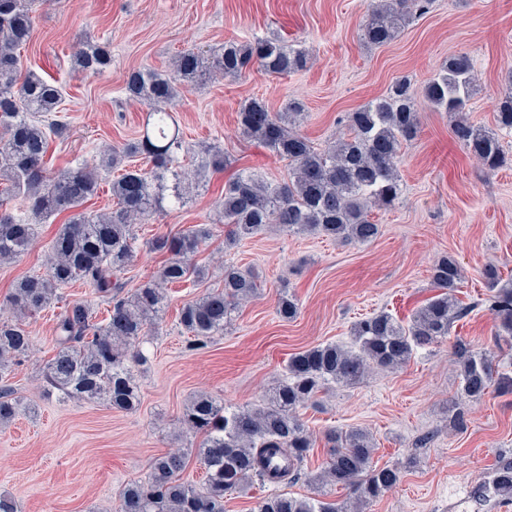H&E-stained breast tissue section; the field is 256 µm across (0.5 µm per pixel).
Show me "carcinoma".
<instances>
[{
    "label": "carcinoma",
    "instance_id": "1",
    "mask_svg": "<svg viewBox=\"0 0 512 512\" xmlns=\"http://www.w3.org/2000/svg\"><path fill=\"white\" fill-rule=\"evenodd\" d=\"M35 0H0V261L10 262L33 244L37 224L65 211L62 224L48 247L47 271L17 280L6 304L14 318H0V378L28 353L32 340L25 320L60 297L62 287L83 280L107 300V317L94 321L90 306L73 304L57 323L58 348L45 366L50 385L70 398L101 401L128 412L140 403L135 368L145 362L136 343L146 335L166 304L165 287L187 281L198 283L205 269L188 263V256L210 236L201 224L180 236L160 234L147 245L168 256L158 275L123 292L118 276L136 252L134 225L185 203L182 184L192 177L220 171L224 152L205 145L194 173L185 171L183 132L167 104L180 89L212 79L237 78L258 68L285 77L302 71L309 52L268 39L228 40L219 52L183 51L173 71H131L125 92L131 100L147 103L139 136L100 155L99 163H80L50 176L45 168L49 141L62 135L68 123L62 116L61 88L30 69H23L20 50L34 28ZM431 0H379L371 6L362 27L363 41L383 46L398 38L413 14L426 13ZM76 68L93 74L112 65L108 46L84 40L73 55ZM499 101L495 127L477 125L466 117L474 87L473 68L466 55L444 62L421 89L405 77L395 79L386 92L338 119L345 133L319 150L293 131L303 118L302 108L288 104L272 112L259 98L245 100L239 111V129L288 161L290 177L272 184L250 171L240 172L224 186L219 208L228 227L225 242L233 246L270 224L293 233L318 232L329 238L359 244L373 242L380 225L370 208L387 209L402 191L398 163L405 145L418 136V106L425 102L453 116L452 134L493 172L505 164L499 132L512 131V74ZM147 160L140 167L136 158ZM112 173L115 209L110 213L82 210L100 186V170ZM19 199L21 215L8 207ZM481 277L495 320L496 343L512 346V280L487 265ZM461 269L451 254L440 256L431 268V281L440 293L428 299L404 326L387 312L359 320L350 348L328 343L299 352L288 360V377L270 391L264 404L233 410L212 395H194L182 421L196 439L183 452L154 457L146 480L126 483L119 512H224V497L255 479L282 485L301 476V467L314 440L300 418V409L315 403L330 383L355 385L375 368L405 364L418 348L448 337L452 325L470 307L454 297ZM257 277L226 263L222 285L186 302L179 315L185 333L196 340L215 336L231 325L240 304L258 294ZM276 312L286 321L298 313L296 297L283 288ZM460 367V402L478 401L494 386L512 393V377L495 370L486 352L464 343L454 347ZM19 401L7 386L0 387V425L19 415ZM326 465L308 478L315 496L297 498L273 492L261 499L256 512H349L328 499L335 488L353 494L357 512H364L399 482L400 472L376 467L370 433L362 428L330 429L324 433ZM204 470L201 483L183 479L189 459ZM477 502L512 503V450L496 455L490 476L474 490Z\"/></svg>",
    "mask_w": 512,
    "mask_h": 512
}]
</instances>
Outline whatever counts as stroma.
I'll use <instances>...</instances> for the list:
<instances>
[{
	"label": "stroma",
	"mask_w": 512,
	"mask_h": 512,
	"mask_svg": "<svg viewBox=\"0 0 512 512\" xmlns=\"http://www.w3.org/2000/svg\"><path fill=\"white\" fill-rule=\"evenodd\" d=\"M369 0H36L34 32L21 50L24 67L64 90L68 130L52 138L47 160L55 173L98 159L105 146L137 137L149 110L127 99L129 71L169 73L182 51L217 49L230 39H277L309 51L306 69L275 77L253 69L183 89L173 112L189 143L216 144L228 159L208 174L183 207L136 225L137 250L123 274L132 289L154 277L165 262L150 252L153 236L206 224L211 235L190 255L208 277L169 286L160 320L138 344L141 402L132 412L65 399L49 390L43 369L57 350V323L66 304L90 306L96 320L107 305L82 281L64 287L61 302L28 322L32 346L6 381L22 411L0 427V495L19 512H116L124 483L142 480L157 455L192 444L183 433L184 408L204 391L228 408L260 405L287 373L295 353L319 344H351L352 328L379 311L408 322L436 293L431 267L441 255L458 260L455 290L470 314L447 339L415 351L394 369L376 370L352 387L332 385L315 405L301 409L314 433L359 427L376 444L373 464L401 470L396 488L367 512H512V504L472 508L467 498L488 476L498 451L512 449V394L490 391L463 407L466 425L451 418L460 380L457 341L486 351L512 375V352L499 350L485 300L482 268L497 266L512 277V164L482 170L453 137L448 113L423 107L420 133L402 150V194L389 209H372L380 234L367 245L317 234L297 235L272 225L229 247L217 208L225 184L247 170L266 181L288 179V163L242 137V101L262 98L270 111L297 102L307 118L300 133L324 148L339 116L382 95L400 76L416 85L431 79L448 57L472 63L475 91L466 108L471 122L494 126L500 94L512 71V0H433L399 37L369 47L361 28ZM92 36L108 44L112 66L101 74L74 68L72 46ZM66 215L39 224L35 244L15 261L0 264V303L14 283L44 271L45 253ZM255 273L257 297L242 304L223 335L195 346L184 334L182 305L217 287L225 264ZM295 294L293 320L276 314L281 289Z\"/></svg>",
	"instance_id": "obj_1"
}]
</instances>
